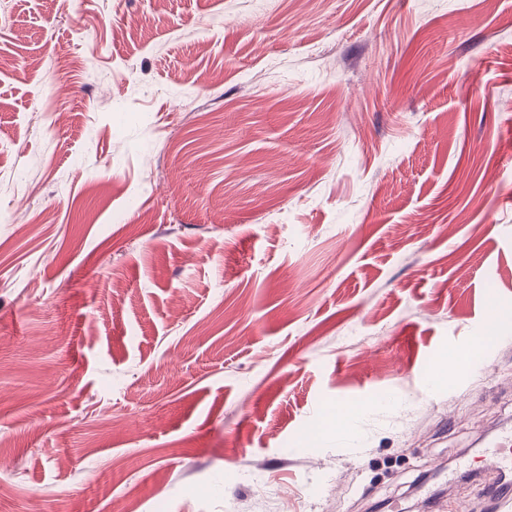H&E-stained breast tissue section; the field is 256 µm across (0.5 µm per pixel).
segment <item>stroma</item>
I'll return each mask as SVG.
<instances>
[{"label": "stroma", "instance_id": "stroma-1", "mask_svg": "<svg viewBox=\"0 0 512 512\" xmlns=\"http://www.w3.org/2000/svg\"><path fill=\"white\" fill-rule=\"evenodd\" d=\"M510 430L512 0H0V512H494ZM512 433L506 432L495 442L494 448L489 454L483 455L480 458L483 461L482 470L496 469L501 475L506 477L508 473V466L512 465Z\"/></svg>", "mask_w": 512, "mask_h": 512}]
</instances>
